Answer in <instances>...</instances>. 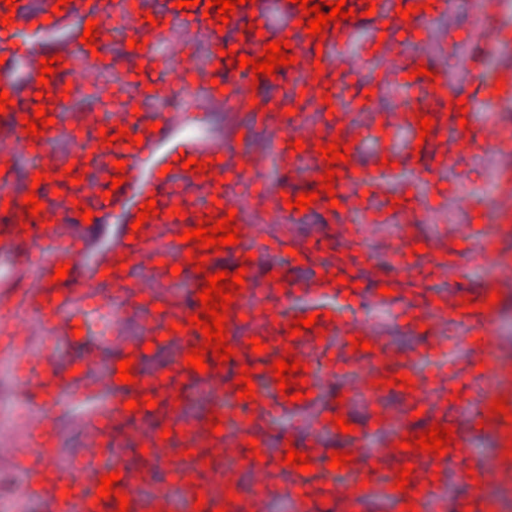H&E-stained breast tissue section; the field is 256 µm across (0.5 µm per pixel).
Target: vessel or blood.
Masks as SVG:
<instances>
[{"label": "vessel or blood", "instance_id": "vessel-or-blood-1", "mask_svg": "<svg viewBox=\"0 0 512 512\" xmlns=\"http://www.w3.org/2000/svg\"><path fill=\"white\" fill-rule=\"evenodd\" d=\"M57 0H17L8 8L0 0V92L11 101L0 114V210L10 221L0 224V325L9 334L0 340V356L21 372L18 383L29 414L14 433L0 434V450L23 462L26 496L46 512H115L116 499L101 501V477L120 473L115 488L128 498V512H265L256 492H241L239 471L225 465L229 449L256 443L260 456L249 465L256 484L273 490L279 484L270 458H283L284 442L303 436L312 449V472L289 469L296 484L311 487L302 512H319L322 500L361 512L369 494L387 498L392 512H427L440 492L434 475L460 474L477 441L499 436L492 464L477 463L480 504L473 512H499L486 486L512 485V422L491 414L494 400L512 408V362L498 359L500 339L493 329L497 305L476 298L474 311L464 309L468 265L495 262L489 291L512 296V226L500 225L485 235L473 224L436 225L430 235L421 227L441 214L446 201L432 202L448 171L486 152L512 151V128L491 122L464 133L457 99L466 106L497 103L512 97V67L488 68L501 33L491 21L478 24L475 35L483 55L469 65L466 97L448 83L447 67L426 44L409 42L430 34L465 0H347L355 18L326 28L323 37L306 33L303 15L291 0H249L237 6L227 26L205 17L204 6L178 8L174 0H79L54 13ZM414 6L409 19L398 7ZM282 26H273L270 12ZM97 31L125 28L139 49L123 58L121 79L104 92L102 111L76 112L74 98L112 59L109 44H83L87 21ZM368 39L358 43L359 29ZM203 37L207 57L195 63L182 55L161 56L159 48L174 30ZM288 41L295 64L276 71L280 95L267 93V79L253 81L251 69L231 67L226 49L260 57L269 41ZM61 57L60 70L49 78L47 97L35 100L42 59ZM425 76H413L417 65ZM154 71L151 88L139 84V69ZM196 77L227 120L224 135L196 142L189 157L205 162V172L185 171L174 143L186 127L184 113L165 107L175 82ZM44 105L54 120L43 135L25 132L23 117ZM432 116L428 136L419 120ZM142 136L141 145L116 139L118 128ZM114 136L105 145L103 135ZM273 137L271 150L255 148L262 135ZM303 150H295V140ZM349 145L348 162L329 165L316 150L331 140ZM35 155L36 170L46 179L37 187L43 216L21 221L24 192L15 188V161ZM124 162L125 180L111 189L115 162ZM82 175L80 184L63 179L65 167ZM335 167L333 194H321L306 210L286 208L285 197H298ZM246 180L254 192L241 195L235 183ZM424 193H404L409 181ZM338 207H331L330 199ZM156 200L159 212L140 230H132L141 205ZM187 213L173 216L172 208ZM93 214L84 222L79 209ZM235 211L240 229L236 245L191 249L184 230L200 219L218 221ZM272 219L289 235L264 233L250 216ZM319 218L315 234L298 233L300 225ZM112 235L101 240V225ZM398 233L391 250L371 251L367 242L377 227ZM206 257L205 273L193 269L188 254ZM67 278L53 282L58 265ZM179 274H172V267ZM245 267L244 286L227 310L225 328L235 355L216 364L206 356V372L185 364L191 347L204 335L188 323L200 311L198 295L206 272ZM359 271L358 284L339 283L341 269ZM366 303L404 319L412 331L424 332L431 346L443 349L444 328L460 324L469 353L463 375L449 381L425 367L426 352L394 355L386 339L364 318L350 314L349 292ZM317 315L315 328L297 338L287 331L297 316ZM39 323L44 338L32 347L30 327ZM80 335H73V328ZM371 341L368 351L354 349L352 338ZM155 338L145 351L146 338ZM260 338L264 352L252 349ZM308 365L309 397L289 403L281 395L271 366L285 350ZM132 359L134 384L119 382L118 364ZM252 370L255 397L241 402L234 379L241 366ZM410 376L413 385L402 407L387 405L386 374ZM154 409L130 411L126 402L143 397ZM356 404L364 405L365 427L342 433L334 418ZM79 408L82 450L73 466L44 478L57 453L63 422L59 406ZM317 415L306 432L275 428L274 415ZM217 421L220 433L211 432ZM453 426L454 442L442 457L400 449L404 436L433 423ZM170 437H163V430ZM340 442L354 459L330 466L332 442ZM413 463L411 491L395 487L401 462Z\"/></svg>", "mask_w": 512, "mask_h": 512}]
</instances>
